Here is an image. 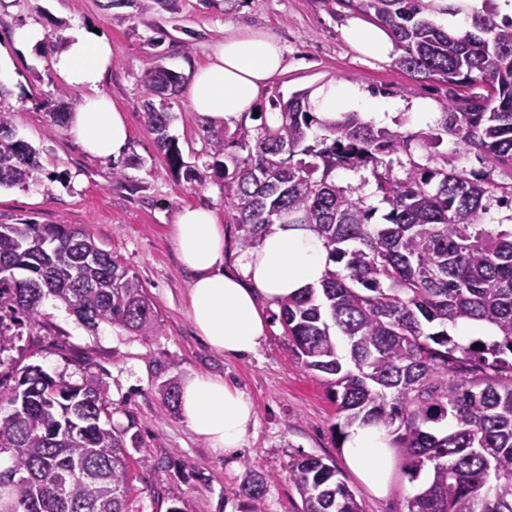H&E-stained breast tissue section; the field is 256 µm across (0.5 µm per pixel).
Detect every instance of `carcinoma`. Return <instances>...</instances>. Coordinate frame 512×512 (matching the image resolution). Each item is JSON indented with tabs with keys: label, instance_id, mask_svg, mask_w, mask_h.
I'll list each match as a JSON object with an SVG mask.
<instances>
[{
	"label": "carcinoma",
	"instance_id": "1",
	"mask_svg": "<svg viewBox=\"0 0 512 512\" xmlns=\"http://www.w3.org/2000/svg\"><path fill=\"white\" fill-rule=\"evenodd\" d=\"M382 25L401 54L396 65L450 85L481 81L483 101L456 97L439 131L483 165L512 168V17L496 0H339ZM462 14L463 32L436 23ZM180 76L163 68L145 80L148 131L177 176L202 182L185 164L171 117L153 98ZM273 122L233 136L207 131L206 164L224 178L240 246L259 242L276 220L307 224L322 238L320 284L288 297L279 319L304 366L328 376L339 440L353 425L384 428L407 460L410 481L429 482L407 512H512V216L489 224L491 205L512 210V183L464 168L431 167L408 156L405 177L386 157L408 151L396 131L359 112L334 121L312 112L305 93L279 105ZM370 171L387 204L385 223L338 169ZM37 170L36 150L0 114V188ZM59 300L84 325L107 323L140 336L156 332L141 280L90 233L69 224H0V354L35 322L42 300ZM490 325L494 339L461 343L448 327ZM477 348H472L475 343ZM0 512H131L135 492L125 434L112 428L109 392L96 372L56 380L27 366L0 403ZM336 463L300 454L288 465L302 512H363ZM270 478L248 469L239 496L261 512Z\"/></svg>",
	"mask_w": 512,
	"mask_h": 512
}]
</instances>
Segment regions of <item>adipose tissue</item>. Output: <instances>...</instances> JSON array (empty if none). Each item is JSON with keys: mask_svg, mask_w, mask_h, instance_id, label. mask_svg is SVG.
Listing matches in <instances>:
<instances>
[{"mask_svg": "<svg viewBox=\"0 0 512 512\" xmlns=\"http://www.w3.org/2000/svg\"><path fill=\"white\" fill-rule=\"evenodd\" d=\"M347 37L371 58L387 59L396 51L387 30L373 22L352 20ZM112 58L108 38L85 29L69 38L51 62L58 79L81 93L80 105L68 116L67 132L97 159L120 155L130 139L124 112L101 90ZM283 70L284 49L275 37L258 30L228 33L195 70L186 90L189 108L216 128L248 122L261 88ZM313 98L325 119L357 105L364 117L379 120L396 108L395 103L349 88L319 90ZM173 241L190 276V320L212 350L230 358L255 354L268 335L267 309L318 285L326 269L322 240L304 224H270L258 244L242 253L237 274L224 269V226L214 209L183 207L173 226ZM179 410L193 434L228 456L243 447L255 423L250 399L223 378L207 374L183 381ZM342 452L368 490L377 495L389 490L398 456L383 429L351 427Z\"/></svg>", "mask_w": 512, "mask_h": 512, "instance_id": "ef3b65f1", "label": "adipose tissue"}]
</instances>
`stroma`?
<instances>
[{
	"mask_svg": "<svg viewBox=\"0 0 512 512\" xmlns=\"http://www.w3.org/2000/svg\"><path fill=\"white\" fill-rule=\"evenodd\" d=\"M353 16L341 0H0V68L7 71V118L18 138L39 153L40 170L26 187L0 189V224H73L88 229L113 256L137 274L153 301L160 326L139 336L108 324L91 331L59 301L45 298L33 325L23 328L12 350L0 353V376L18 377L22 368L41 367L53 377L80 382L84 369L97 372L109 389L112 424L137 433L130 449L139 492L133 512H247L238 488L247 468L270 478L263 512H301L300 495L288 478L298 454L343 464L334 426L339 423L332 389L324 374L305 368L293 354L278 319L255 356L227 359L199 338L188 316L189 276L172 244L176 215L186 205L215 209L224 224V265L233 268L241 252L233 212L224 198V180L208 169L209 145L202 118L190 112L185 93L166 101L186 163L203 168V185L177 179L144 123V77L163 67L190 79L210 46L225 30L260 29L285 49V70L262 88L256 108L275 117V103L294 92L331 85L397 100L402 109L389 130L410 139L409 153L392 155L393 171L403 175L408 157L431 165L480 170L456 137L448 135L425 150L417 132L439 128L453 95L482 100L486 84L450 89L440 80L397 68L394 60L360 55L346 35ZM40 26L45 39L28 50L17 44L18 29ZM98 28L115 49V62L102 84L127 117L131 140L111 161L84 154L66 129L52 127L54 104L76 107L79 92L56 77L53 42L76 29ZM425 103L429 122L412 117ZM138 165H129V158ZM204 373L224 378L252 401L256 423L235 456L214 451L165 405L161 387L169 379ZM343 478L363 512H406L416 489L397 469L386 496L368 491L351 471Z\"/></svg>",
	"mask_w": 512,
	"mask_h": 512,
	"instance_id": "stroma-1",
	"label": "stroma"
}]
</instances>
